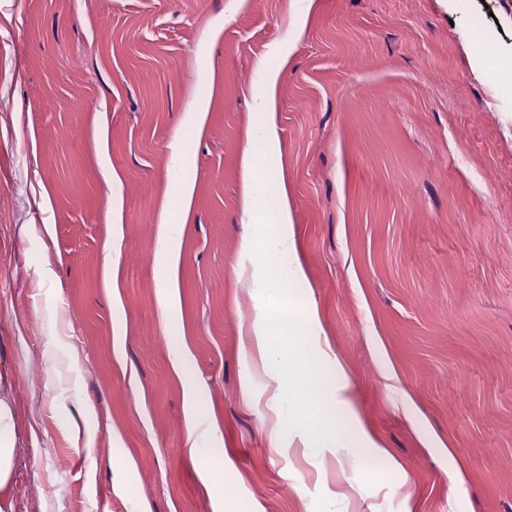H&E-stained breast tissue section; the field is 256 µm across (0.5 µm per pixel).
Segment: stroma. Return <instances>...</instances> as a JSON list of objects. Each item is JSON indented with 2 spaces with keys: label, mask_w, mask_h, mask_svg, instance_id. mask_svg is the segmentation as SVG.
Instances as JSON below:
<instances>
[{
  "label": "stroma",
  "mask_w": 512,
  "mask_h": 512,
  "mask_svg": "<svg viewBox=\"0 0 512 512\" xmlns=\"http://www.w3.org/2000/svg\"><path fill=\"white\" fill-rule=\"evenodd\" d=\"M276 62L330 418L378 461L278 433L253 352ZM0 361L11 512H512V0H0ZM7 379V372L0 366V501L7 500L10 494L16 443L13 412L10 403L1 394ZM224 451L220 448H204L199 456L204 473L216 486L224 482Z\"/></svg>",
  "instance_id": "stroma-1"
}]
</instances>
